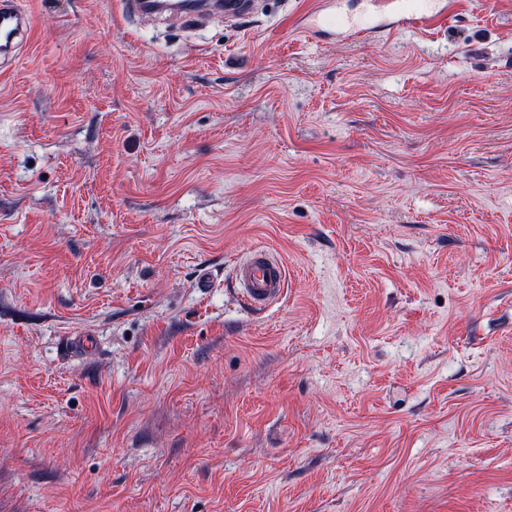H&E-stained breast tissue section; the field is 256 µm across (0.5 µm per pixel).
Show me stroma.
I'll return each mask as SVG.
<instances>
[{
  "label": "stroma",
  "mask_w": 512,
  "mask_h": 512,
  "mask_svg": "<svg viewBox=\"0 0 512 512\" xmlns=\"http://www.w3.org/2000/svg\"><path fill=\"white\" fill-rule=\"evenodd\" d=\"M21 2L0 512H512V0L363 42ZM287 266L265 247H257L235 265L234 278L240 301L262 311L286 295Z\"/></svg>",
  "instance_id": "1"
}]
</instances>
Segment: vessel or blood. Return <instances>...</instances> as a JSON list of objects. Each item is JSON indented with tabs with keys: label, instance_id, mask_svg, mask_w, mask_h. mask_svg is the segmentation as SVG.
<instances>
[{
	"label": "vessel or blood",
	"instance_id": "b4317fda",
	"mask_svg": "<svg viewBox=\"0 0 512 512\" xmlns=\"http://www.w3.org/2000/svg\"><path fill=\"white\" fill-rule=\"evenodd\" d=\"M399 29L415 33L441 28L448 17V5L425 4L424 0H391ZM201 10L223 12L225 18L241 20L252 13L251 0H201ZM31 14L17 0H0V72L11 62L31 36ZM287 267L268 249L258 247L234 268L240 301L262 311L286 295Z\"/></svg>",
	"mask_w": 512,
	"mask_h": 512
}]
</instances>
